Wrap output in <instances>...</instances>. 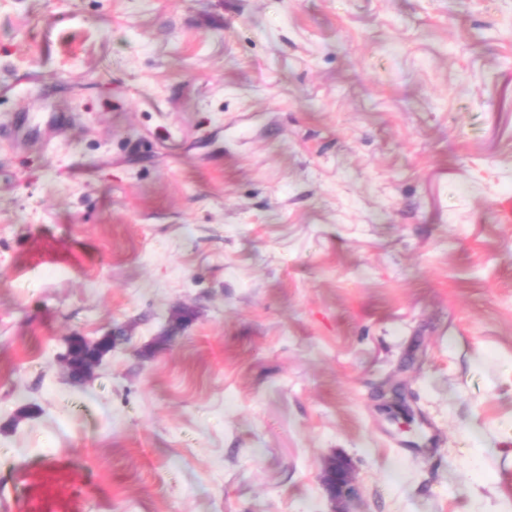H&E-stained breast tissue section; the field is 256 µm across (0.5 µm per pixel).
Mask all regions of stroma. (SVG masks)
I'll return each mask as SVG.
<instances>
[{"label":"stroma","mask_w":512,"mask_h":512,"mask_svg":"<svg viewBox=\"0 0 512 512\" xmlns=\"http://www.w3.org/2000/svg\"><path fill=\"white\" fill-rule=\"evenodd\" d=\"M122 337L82 385L68 336ZM512 512V0H0V489ZM46 473L48 479H60L66 485L65 495L49 509L51 512H84L87 499L100 493L97 486L82 482L68 457L54 458L49 462ZM322 482L333 502L331 512H353L349 503L355 495L351 467L340 456L327 458L322 463Z\"/></svg>","instance_id":"1"}]
</instances>
